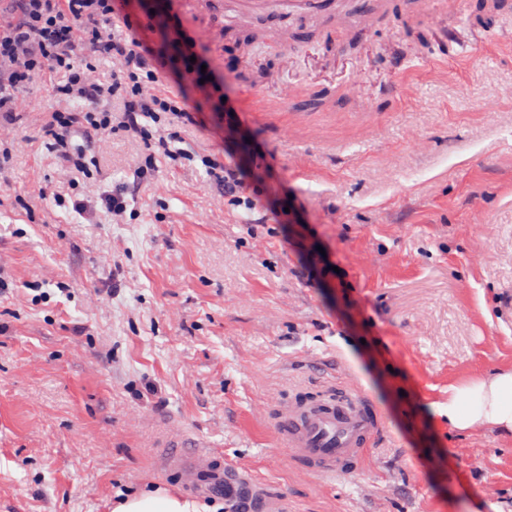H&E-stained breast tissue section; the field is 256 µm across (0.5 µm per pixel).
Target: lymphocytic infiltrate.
<instances>
[{"mask_svg": "<svg viewBox=\"0 0 512 512\" xmlns=\"http://www.w3.org/2000/svg\"><path fill=\"white\" fill-rule=\"evenodd\" d=\"M9 2L10 17L0 21V112L14 111L16 93L29 87L35 75L59 74L56 95L82 108L51 113L45 133L50 150L71 173L92 178L86 144L123 132L148 149L144 166L135 172L137 180L146 179L160 159L180 168L198 161L225 201L254 208L266 191V175L238 159L235 145L244 127L237 104L225 98L223 74L209 67L174 7L148 15L142 36L131 17L147 0ZM101 57L117 64L107 83L92 77ZM166 78L175 90L161 89ZM210 119L224 126L223 153L185 148V130ZM76 135L85 146L73 144Z\"/></svg>", "mask_w": 512, "mask_h": 512, "instance_id": "lymphocytic-infiltrate-1", "label": "lymphocytic infiltrate"}]
</instances>
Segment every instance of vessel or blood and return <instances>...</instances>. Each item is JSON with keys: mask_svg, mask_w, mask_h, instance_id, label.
<instances>
[{"mask_svg": "<svg viewBox=\"0 0 512 512\" xmlns=\"http://www.w3.org/2000/svg\"><path fill=\"white\" fill-rule=\"evenodd\" d=\"M238 5L241 11L264 14L290 10L318 14L329 7L327 0H238ZM384 427L385 419L375 402L357 390L349 405L330 399L311 409L301 405L284 409L277 434L302 469L336 478L358 470ZM164 457V469L174 472L191 493L229 492L241 512L255 507L261 512H283L279 499L261 493L250 477L224 467L190 431L181 429L171 435Z\"/></svg>", "mask_w": 512, "mask_h": 512, "instance_id": "obj_1", "label": "vessel or blood"}]
</instances>
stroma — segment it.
<instances>
[{
	"mask_svg": "<svg viewBox=\"0 0 512 512\" xmlns=\"http://www.w3.org/2000/svg\"><path fill=\"white\" fill-rule=\"evenodd\" d=\"M225 77L289 216L225 204L203 170L159 166L111 218L147 149L89 145L93 178L46 148L67 109L46 73L0 120V512H112L183 489L160 468L172 428L256 479L288 512H512V435L457 431L448 388L512 370V0H396L367 36L304 13L223 22L174 0ZM360 90L347 91L350 81ZM331 89L281 108L292 84ZM62 192L70 204L55 205ZM385 417L368 462L299 472L275 418L328 380ZM129 187L122 185L112 189V193L104 196L103 204L105 210L113 216H121L126 213L129 204Z\"/></svg>",
	"mask_w": 512,
	"mask_h": 512,
	"instance_id": "obj_1",
	"label": "stroma"
}]
</instances>
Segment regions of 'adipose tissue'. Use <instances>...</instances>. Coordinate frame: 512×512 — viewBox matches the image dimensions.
I'll use <instances>...</instances> for the list:
<instances>
[{
	"label": "adipose tissue",
	"instance_id": "1",
	"mask_svg": "<svg viewBox=\"0 0 512 512\" xmlns=\"http://www.w3.org/2000/svg\"><path fill=\"white\" fill-rule=\"evenodd\" d=\"M443 414L458 431L492 426L512 434V370L450 387ZM113 512H199L198 504L164 488L125 498Z\"/></svg>",
	"mask_w": 512,
	"mask_h": 512
}]
</instances>
